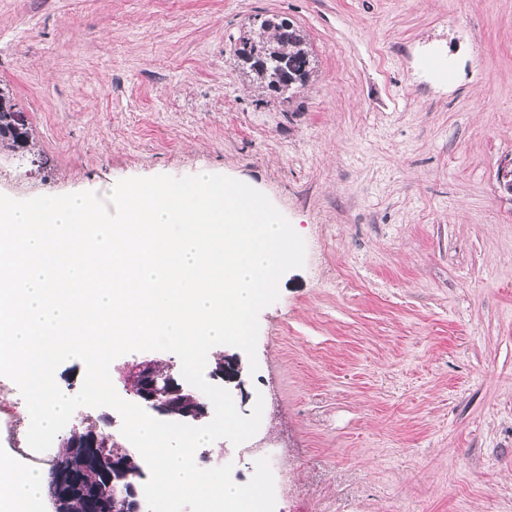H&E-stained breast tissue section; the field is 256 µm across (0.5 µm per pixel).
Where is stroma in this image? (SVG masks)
Wrapping results in <instances>:
<instances>
[{"label":"stroma","mask_w":512,"mask_h":512,"mask_svg":"<svg viewBox=\"0 0 512 512\" xmlns=\"http://www.w3.org/2000/svg\"><path fill=\"white\" fill-rule=\"evenodd\" d=\"M272 16L316 60L287 101L231 49ZM0 88L30 133L2 195L206 170L303 237L242 373L260 428L211 445L236 484L263 447L275 512H512V0H0ZM91 424L122 441L109 407L67 428Z\"/></svg>","instance_id":"obj_1"}]
</instances>
